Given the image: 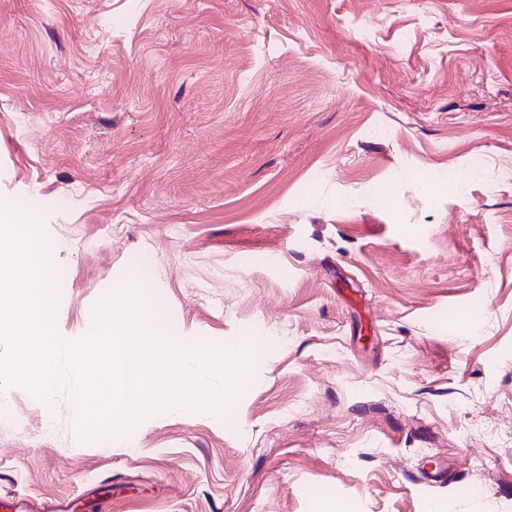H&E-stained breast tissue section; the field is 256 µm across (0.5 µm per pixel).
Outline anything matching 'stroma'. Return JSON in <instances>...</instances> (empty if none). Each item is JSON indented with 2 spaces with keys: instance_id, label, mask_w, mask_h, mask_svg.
Here are the masks:
<instances>
[{
  "instance_id": "35a3bbf8",
  "label": "stroma",
  "mask_w": 512,
  "mask_h": 512,
  "mask_svg": "<svg viewBox=\"0 0 512 512\" xmlns=\"http://www.w3.org/2000/svg\"><path fill=\"white\" fill-rule=\"evenodd\" d=\"M0 200L62 338H264L232 426L0 393V512H512V0H0Z\"/></svg>"
}]
</instances>
